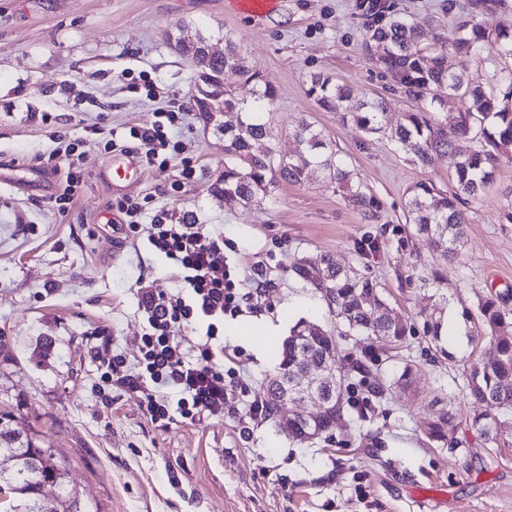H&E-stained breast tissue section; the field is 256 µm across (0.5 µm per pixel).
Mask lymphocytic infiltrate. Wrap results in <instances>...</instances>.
<instances>
[{
  "label": "lymphocytic infiltrate",
  "mask_w": 512,
  "mask_h": 512,
  "mask_svg": "<svg viewBox=\"0 0 512 512\" xmlns=\"http://www.w3.org/2000/svg\"><path fill=\"white\" fill-rule=\"evenodd\" d=\"M178 119L175 110L155 113L153 121L130 128L123 138L106 139L103 148L135 155L142 166H155L165 158ZM98 133L94 126L77 138L67 131L54 132V149L39 158V166L58 178L52 199L58 210H66L84 184L80 148L96 141ZM118 209L132 234L143 218H150L155 232L146 247L166 259L180 287L142 293L139 355L132 363L119 354L102 360V380L137 398L151 422L161 428L177 421L201 423L223 417L238 387L225 381L224 350L213 342L225 316L243 312L241 283L224 257L223 237L213 236L186 213L177 216L163 208L150 212L129 198L121 200ZM196 325L202 327L205 342L187 345L172 335L173 328Z\"/></svg>",
  "instance_id": "f902f5d3"
}]
</instances>
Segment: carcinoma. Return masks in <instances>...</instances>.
<instances>
[{"label": "carcinoma", "instance_id": "carcinoma-1", "mask_svg": "<svg viewBox=\"0 0 512 512\" xmlns=\"http://www.w3.org/2000/svg\"><path fill=\"white\" fill-rule=\"evenodd\" d=\"M499 0H468L459 6L460 16L449 33H438L430 44L422 30L407 15L389 9L384 19L366 26V46H375L373 59L412 102L403 121L392 126L382 98L367 97L352 102L350 88L321 74L310 76L307 94L326 112H337L366 134L383 135L393 146L422 166L432 156L450 152L456 156L455 190L447 194L431 181H421L409 190L406 204L414 235L422 239L443 261L458 258L464 244L468 217L466 200L486 195L495 180L499 154L512 150V71H501L495 86L473 84L467 77L472 60L512 58V34L491 33L474 23L473 17L497 5ZM192 61L207 88L219 92L224 110L237 114V121L217 128L224 135V174L213 190L227 201L247 207L267 199L282 181L299 184L315 170L347 191V198L366 218L374 217L372 197L354 179V173L338 152L329 148L324 133L302 119L291 135L295 148L281 155L273 144L268 116L274 111L276 92L243 61L236 44L224 36V54L195 55ZM238 74L255 86L250 101L237 98L224 83L227 72ZM293 272L306 287L325 301L330 313L343 326L342 336H364L370 352H388L404 343L412 327L380 299L378 285L354 266H340L330 256L306 257ZM439 316L428 333L434 341L448 315V299L442 298ZM466 335L480 333L497 352L487 366L472 360L464 372L466 388L477 408L469 424L493 448L512 446V309L499 295L487 293L471 306L461 305ZM280 371L272 379L265 399L267 414L275 417L282 406L280 382L298 377L311 366H325L336 374L333 401L320 406L315 419L319 437L330 436L336 423L351 411L364 418L367 412L352 405L351 379L366 376L369 366L360 359H341L333 333L306 320L298 321L288 339L279 346ZM389 388L401 395L417 392L413 366L407 364ZM456 428L455 415L441 411L427 424L426 435L444 442ZM14 459L0 470V512H82L75 489L65 483V466L25 423L0 415V457ZM51 483L60 492L52 500L41 496V487Z\"/></svg>", "mask_w": 512, "mask_h": 512}]
</instances>
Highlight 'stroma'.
Instances as JSON below:
<instances>
[{
	"label": "stroma",
	"mask_w": 512,
	"mask_h": 512,
	"mask_svg": "<svg viewBox=\"0 0 512 512\" xmlns=\"http://www.w3.org/2000/svg\"><path fill=\"white\" fill-rule=\"evenodd\" d=\"M425 31H451L448 0H391ZM356 0H279L254 17L233 0H0V156L24 161L53 149L51 134L82 135L98 126L125 133L152 120L171 97L184 105L172 132L181 151L119 188L100 173L112 154L85 147L86 182L71 209L52 205L54 188L0 185V414L18 417L66 464L89 512H512V447L490 449L465 422L471 404L461 374L469 355L489 360L487 340L451 342L437 351L427 326L434 301L420 282L438 272L451 308L493 290L512 308V158L502 157L492 191L469 200L461 256L443 262L411 235L409 189L432 180L453 190L456 159L413 163L385 137L368 135L306 94L310 74L347 84L355 97L383 98L399 123L410 107L365 44ZM225 38L274 87L270 116L281 154L297 120L322 129L344 155L377 206L368 222L322 172L277 186L250 207L213 192L224 172V138L204 132L193 108L197 72L176 47L183 37ZM146 75L155 98L132 89ZM196 169L180 184L183 161ZM152 198L172 213H194L224 238V255L244 290L268 282L242 315L224 320V366L246 389L224 416L157 427L137 399L99 388L100 359H134L143 320L142 292L171 288L161 257L146 250L153 231L143 219L128 238L121 217L104 221L109 204ZM374 243L363 260L355 248ZM327 253L358 264L386 300L414 326L402 354L378 355L367 382L386 383L413 363L418 395L391 393L366 417L350 414L331 439L299 441L282 418L250 421L246 403L265 400L278 371V347L299 319L334 327L325 302L292 268ZM460 418L447 445L429 444L435 413Z\"/></svg>",
	"instance_id": "1"
}]
</instances>
